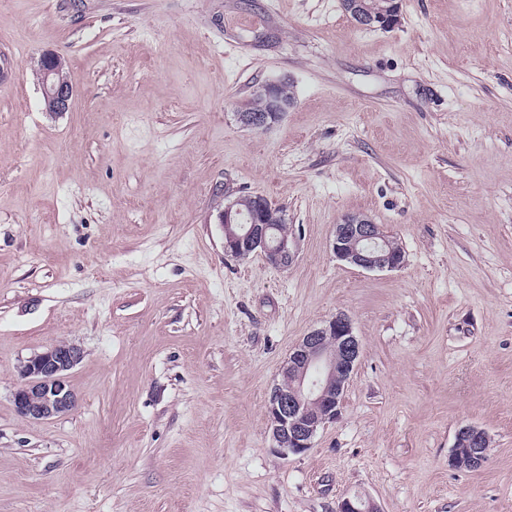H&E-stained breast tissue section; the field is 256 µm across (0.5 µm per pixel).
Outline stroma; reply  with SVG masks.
Wrapping results in <instances>:
<instances>
[{"mask_svg": "<svg viewBox=\"0 0 512 512\" xmlns=\"http://www.w3.org/2000/svg\"><path fill=\"white\" fill-rule=\"evenodd\" d=\"M399 2L369 30L341 0H0V512H512V0ZM281 79L294 107L242 127ZM230 193L285 210L291 265L225 255ZM359 214L401 268L336 259ZM340 312L341 414L280 454L269 392ZM60 341L78 404L26 420L17 366ZM66 65L65 58L53 52L43 53L34 65V70H37L40 77L39 85L45 111L61 113L69 110L74 87L63 74ZM288 86L286 81L259 85L253 91L249 102L235 112L237 121L255 132H264L271 128L295 103L292 95L283 93V89ZM254 100L259 104L255 105ZM488 441L484 429L474 425L460 427L455 433V439L450 453V462L454 467H464L468 470L477 469L485 462L489 444L485 447V455L481 445Z\"/></svg>", "mask_w": 512, "mask_h": 512, "instance_id": "obj_1", "label": "stroma"}]
</instances>
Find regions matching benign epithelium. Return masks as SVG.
Instances as JSON below:
<instances>
[{
  "mask_svg": "<svg viewBox=\"0 0 512 512\" xmlns=\"http://www.w3.org/2000/svg\"><path fill=\"white\" fill-rule=\"evenodd\" d=\"M355 23L374 24L389 29L398 21L399 2L378 16L368 12L363 0H343ZM63 56L46 52L34 65L47 112H66L74 97V87L63 70ZM286 81L259 85L251 100L235 112L237 121L255 132H264L278 123L293 107L295 98L285 95ZM242 196L224 204L219 223L224 228V252L243 258L259 250L278 267L288 266L296 254L292 235L273 238L271 225L286 221L282 208L272 205L259 194L251 195L252 211L239 207ZM337 259L368 271L400 268L405 255L393 252L381 227L364 215L345 217L336 225L332 243ZM360 344L350 320L339 314L310 331L290 352L281 369L268 403L267 417L278 451L284 455L300 454L312 447L317 432L340 413L345 386L357 364ZM83 352L68 342L56 343L28 357L19 367L21 384L13 393V405L24 419L43 422L64 415L75 407L77 395L68 373L82 359ZM488 440L484 429L474 425L460 427L450 453L454 467L477 469L485 462L481 445ZM336 512H380L378 506L360 494L344 497Z\"/></svg>",
  "mask_w": 512,
  "mask_h": 512,
  "instance_id": "benign-epithelium-1",
  "label": "benign epithelium"
}]
</instances>
